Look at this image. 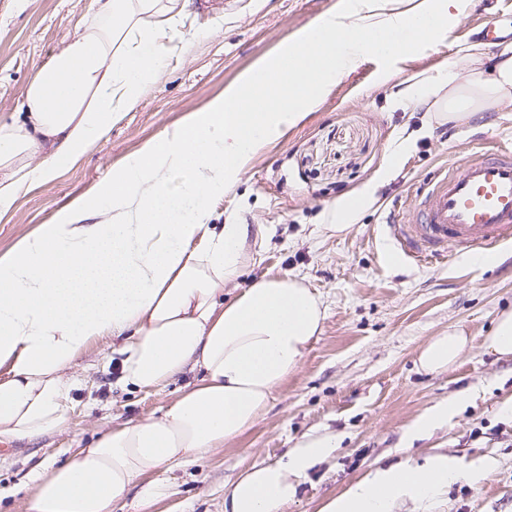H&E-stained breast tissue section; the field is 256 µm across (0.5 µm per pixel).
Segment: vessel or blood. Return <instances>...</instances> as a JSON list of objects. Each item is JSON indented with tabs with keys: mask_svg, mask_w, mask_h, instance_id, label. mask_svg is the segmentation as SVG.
<instances>
[{
	"mask_svg": "<svg viewBox=\"0 0 512 512\" xmlns=\"http://www.w3.org/2000/svg\"><path fill=\"white\" fill-rule=\"evenodd\" d=\"M416 223L391 234L407 259L429 263L449 252L495 249L512 240V146L469 155L416 191Z\"/></svg>",
	"mask_w": 512,
	"mask_h": 512,
	"instance_id": "obj_1",
	"label": "vessel or blood"
}]
</instances>
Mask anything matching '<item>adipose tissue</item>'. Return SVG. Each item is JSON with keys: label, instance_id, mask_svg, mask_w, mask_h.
I'll return each instance as SVG.
<instances>
[{"label": "adipose tissue", "instance_id": "adipose-tissue-1", "mask_svg": "<svg viewBox=\"0 0 512 512\" xmlns=\"http://www.w3.org/2000/svg\"><path fill=\"white\" fill-rule=\"evenodd\" d=\"M95 4L94 20L37 70L23 112L0 121V209L84 155L156 79L164 44L179 35V0ZM470 6L405 0L389 10L382 0H340L205 109L146 142L102 187L109 207L97 211L75 198L56 223L0 253V441L63 427L69 372L93 343H117L124 389H159L186 370L197 373L160 415L113 426L65 464L36 472L28 512H112L136 485L143 499H154L161 486L140 478L205 457L267 413L321 333L326 307L295 276L266 274L236 288L259 254L247 247L248 225L215 223V201L360 56H407L442 37ZM394 97L403 109L426 110L436 125L470 124L490 106L512 104V43L492 56L482 43H464L433 71L398 82ZM376 191L372 182L339 197L322 232L346 233L376 204ZM468 344L461 330L433 337L417 366L448 370ZM473 397L463 390L436 403L409 426L407 440L448 425ZM338 446V436L308 435L286 460L245 469L224 491V512H283L308 471ZM491 469L490 460L464 466L444 453L408 458L371 469L318 512H393L401 500L430 512L449 485H478Z\"/></svg>", "mask_w": 512, "mask_h": 512}]
</instances>
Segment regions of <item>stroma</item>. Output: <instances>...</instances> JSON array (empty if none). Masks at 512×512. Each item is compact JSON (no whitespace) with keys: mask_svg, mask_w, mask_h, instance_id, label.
I'll return each mask as SVG.
<instances>
[{"mask_svg":"<svg viewBox=\"0 0 512 512\" xmlns=\"http://www.w3.org/2000/svg\"><path fill=\"white\" fill-rule=\"evenodd\" d=\"M176 20L182 39L145 94L55 178L24 189L0 213V251L41 224L53 223L79 196L106 183L148 140L204 108L255 60L302 28L313 27L339 0H184ZM95 13L94 0H0V120L16 117L35 71ZM512 20V0H480L445 36L404 60L369 54L300 126L260 150L239 185L219 197L218 215L249 225L260 260L238 287L264 274L297 275L326 306L324 330L300 370L275 394L266 416L236 441L194 464L155 472L167 496L143 504L136 492L113 512H224V489L243 470L279 461L306 434L333 432L341 445L310 470L285 512H318L323 500L361 478L373 463L394 464L428 452L463 462L491 459L480 485L456 483L432 512H512V358L486 351L496 317L512 309V241L495 265L472 268L465 256L416 266L397 255L391 221H415L411 188L462 155L512 141V106L488 113L486 125L427 128L424 115L392 100L388 71H427L458 44L479 40L488 18ZM409 143L397 151L400 140ZM378 181L379 200L341 236L323 234L325 210L344 194ZM459 329L468 349L448 370L418 371L419 348ZM76 379L66 427L31 441L0 444V512H28L27 479L38 465H59L113 425L168 406L188 383L185 372L153 391L117 389V362L91 346ZM476 397L452 423L406 445L411 422L457 391Z\"/></svg>","mask_w":512,"mask_h":512,"instance_id":"stroma-1","label":"stroma"}]
</instances>
